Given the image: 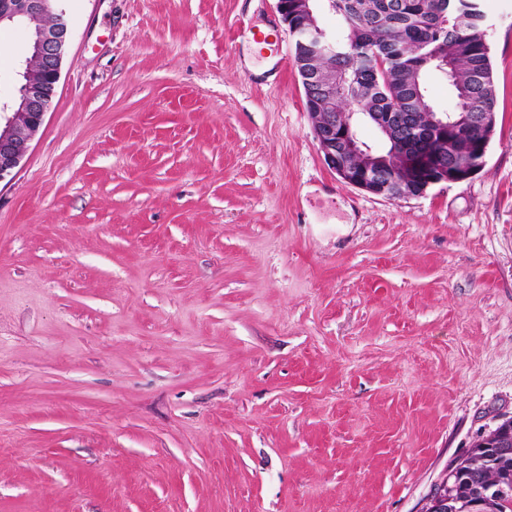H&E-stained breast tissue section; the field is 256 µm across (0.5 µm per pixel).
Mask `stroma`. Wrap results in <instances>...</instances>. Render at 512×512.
Instances as JSON below:
<instances>
[{
	"label": "stroma",
	"instance_id": "1",
	"mask_svg": "<svg viewBox=\"0 0 512 512\" xmlns=\"http://www.w3.org/2000/svg\"><path fill=\"white\" fill-rule=\"evenodd\" d=\"M59 8L0 181V512H419L512 418V0L483 167L409 199L324 164L277 0Z\"/></svg>",
	"mask_w": 512,
	"mask_h": 512
}]
</instances>
